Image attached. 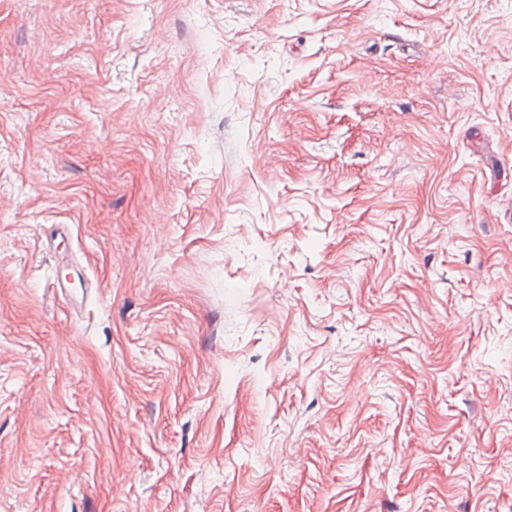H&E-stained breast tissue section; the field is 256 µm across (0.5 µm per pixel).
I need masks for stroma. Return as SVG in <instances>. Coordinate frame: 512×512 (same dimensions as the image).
Instances as JSON below:
<instances>
[{
    "mask_svg": "<svg viewBox=\"0 0 512 512\" xmlns=\"http://www.w3.org/2000/svg\"><path fill=\"white\" fill-rule=\"evenodd\" d=\"M0 512H512V0H0Z\"/></svg>",
    "mask_w": 512,
    "mask_h": 512,
    "instance_id": "stroma-1",
    "label": "stroma"
}]
</instances>
